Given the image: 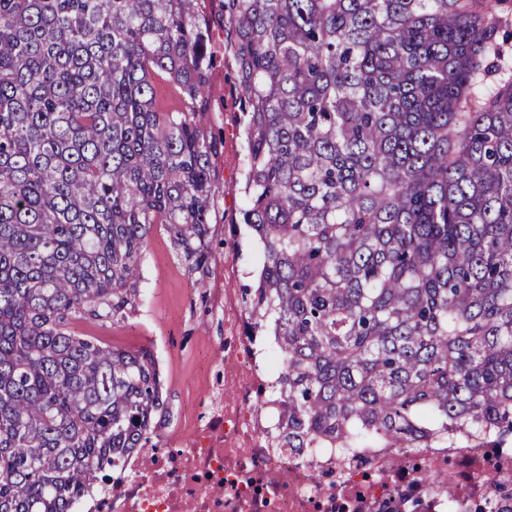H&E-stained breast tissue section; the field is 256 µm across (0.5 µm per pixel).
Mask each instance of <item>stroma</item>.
I'll return each mask as SVG.
<instances>
[{
	"instance_id": "obj_1",
	"label": "stroma",
	"mask_w": 512,
	"mask_h": 512,
	"mask_svg": "<svg viewBox=\"0 0 512 512\" xmlns=\"http://www.w3.org/2000/svg\"><path fill=\"white\" fill-rule=\"evenodd\" d=\"M143 306L129 323L101 330L109 344L154 350L168 384L171 413L206 393L204 357L217 354L224 331L202 304L195 279L174 255L169 238L153 230L143 261Z\"/></svg>"
}]
</instances>
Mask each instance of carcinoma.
<instances>
[{
  "label": "carcinoma",
  "instance_id": "cac0c4a2",
  "mask_svg": "<svg viewBox=\"0 0 512 512\" xmlns=\"http://www.w3.org/2000/svg\"><path fill=\"white\" fill-rule=\"evenodd\" d=\"M207 4L0 0V512H69L157 447L156 355L77 325L139 313L157 225L207 284L219 68L270 447H512L506 0Z\"/></svg>",
  "mask_w": 512,
  "mask_h": 512
}]
</instances>
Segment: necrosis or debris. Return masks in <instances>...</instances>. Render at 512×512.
<instances>
[{
	"instance_id": "necrosis-or-debris-1",
	"label": "necrosis or debris",
	"mask_w": 512,
	"mask_h": 512,
	"mask_svg": "<svg viewBox=\"0 0 512 512\" xmlns=\"http://www.w3.org/2000/svg\"><path fill=\"white\" fill-rule=\"evenodd\" d=\"M235 260L215 263L212 310L224 354L202 401L168 450L142 454L103 493L72 512H473L512 488V448H426L418 467L392 448H316L298 458L269 448L278 417L265 389L278 376L273 346L244 333Z\"/></svg>"
}]
</instances>
